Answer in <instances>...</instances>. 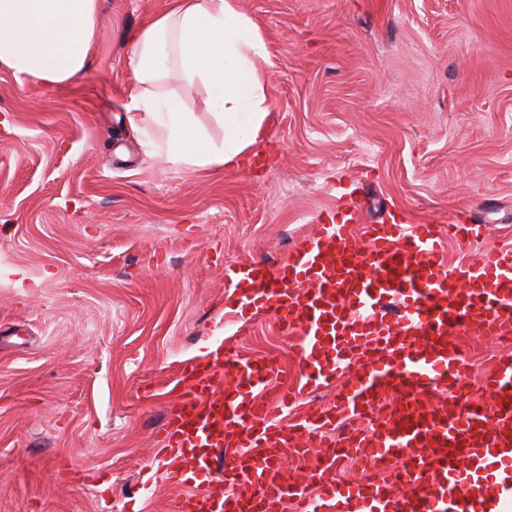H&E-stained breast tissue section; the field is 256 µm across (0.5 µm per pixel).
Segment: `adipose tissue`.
Returning a JSON list of instances; mask_svg holds the SVG:
<instances>
[{"label": "adipose tissue", "instance_id": "adipose-tissue-1", "mask_svg": "<svg viewBox=\"0 0 512 512\" xmlns=\"http://www.w3.org/2000/svg\"><path fill=\"white\" fill-rule=\"evenodd\" d=\"M101 16L102 0H0V68L22 85L71 83L97 53ZM266 60L264 36L236 0H172L131 39L128 121L155 129L173 165L202 170L246 158L270 112ZM173 71L206 89L222 144L159 93Z\"/></svg>", "mask_w": 512, "mask_h": 512}]
</instances>
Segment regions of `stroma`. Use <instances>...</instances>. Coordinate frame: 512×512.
Instances as JSON below:
<instances>
[{
    "mask_svg": "<svg viewBox=\"0 0 512 512\" xmlns=\"http://www.w3.org/2000/svg\"><path fill=\"white\" fill-rule=\"evenodd\" d=\"M168 2L103 0L72 84L0 68V512H167L165 384L226 336L225 265L282 261L343 192L372 224L467 212L485 235L449 262L512 249V0H237L271 112L253 164L207 171L124 110L130 39ZM160 90L221 143L201 86ZM230 339L299 379L272 315Z\"/></svg>",
    "mask_w": 512,
    "mask_h": 512,
    "instance_id": "35a3bbf8",
    "label": "stroma"
}]
</instances>
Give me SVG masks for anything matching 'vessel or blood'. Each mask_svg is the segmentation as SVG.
Returning <instances> with one entry per match:
<instances>
[{
	"label": "vessel or blood",
	"mask_w": 512,
	"mask_h": 512,
	"mask_svg": "<svg viewBox=\"0 0 512 512\" xmlns=\"http://www.w3.org/2000/svg\"><path fill=\"white\" fill-rule=\"evenodd\" d=\"M482 227L453 217L362 224L358 206L329 212L287 262L224 269V307L249 325L271 313L301 381L275 401L276 359L246 360L217 342L187 362L161 430L169 512H502L512 504V356H500L481 398L464 401L470 364L462 329L512 335V252L467 263L442 258ZM335 387L331 400L302 397ZM373 415L371 426L354 419ZM326 449L323 463L286 472L281 449ZM379 480L341 482L345 455Z\"/></svg>",
	"instance_id": "obj_1"
}]
</instances>
